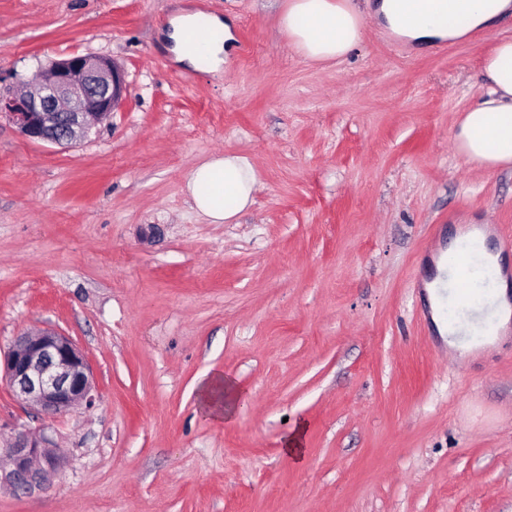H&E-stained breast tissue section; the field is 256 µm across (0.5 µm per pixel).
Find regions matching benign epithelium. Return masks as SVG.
Returning <instances> with one entry per match:
<instances>
[{
  "label": "benign epithelium",
  "mask_w": 512,
  "mask_h": 512,
  "mask_svg": "<svg viewBox=\"0 0 512 512\" xmlns=\"http://www.w3.org/2000/svg\"><path fill=\"white\" fill-rule=\"evenodd\" d=\"M125 90L124 76L112 59L72 54L42 66L36 86L0 91V117L29 140L72 145L114 112ZM2 380L18 400L49 420L95 403L84 353L52 329L24 333L0 351ZM54 447L43 428H12L0 448V458L8 464L0 467V484L22 491L49 484L61 467Z\"/></svg>",
  "instance_id": "benign-epithelium-1"
}]
</instances>
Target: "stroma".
I'll return each instance as SVG.
<instances>
[{
  "label": "stroma",
  "instance_id": "obj_1",
  "mask_svg": "<svg viewBox=\"0 0 512 512\" xmlns=\"http://www.w3.org/2000/svg\"><path fill=\"white\" fill-rule=\"evenodd\" d=\"M288 2L0 0V87L71 54L127 84L70 147L0 120V347L57 329L96 390L46 422L0 384V427L49 424L63 459L0 512H512V337L454 357L422 288L468 224L496 227L512 274V164L454 138L512 15L450 49L387 38L353 0L362 42L311 63ZM186 12L229 25L223 68L177 60ZM224 155L260 187L214 224L186 176ZM218 373L246 394L228 417L200 407Z\"/></svg>",
  "mask_w": 512,
  "mask_h": 512
}]
</instances>
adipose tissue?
<instances>
[{
  "mask_svg": "<svg viewBox=\"0 0 512 512\" xmlns=\"http://www.w3.org/2000/svg\"><path fill=\"white\" fill-rule=\"evenodd\" d=\"M512 12V0H379L373 7L378 22L403 40L426 45L455 41L471 30L490 29L501 15ZM195 14L180 15L171 38L179 60L196 63L206 58L210 67L224 61V43L200 37ZM290 45L310 62L341 59L363 36V16L349 0H290L280 20ZM487 92L467 110L459 123L455 143L468 161L495 168L512 162V39L498 40L483 62ZM259 186L251 162L240 155L211 158L192 169L186 189L198 212L212 223L231 220L252 204ZM494 272L493 288L466 326L447 325L450 348L466 355L474 344L459 340L460 332L478 333L480 325L494 326L500 335L512 332V278L499 254L483 251Z\"/></svg>",
  "mask_w": 512,
  "mask_h": 512,
  "instance_id": "obj_1",
  "label": "adipose tissue"
}]
</instances>
